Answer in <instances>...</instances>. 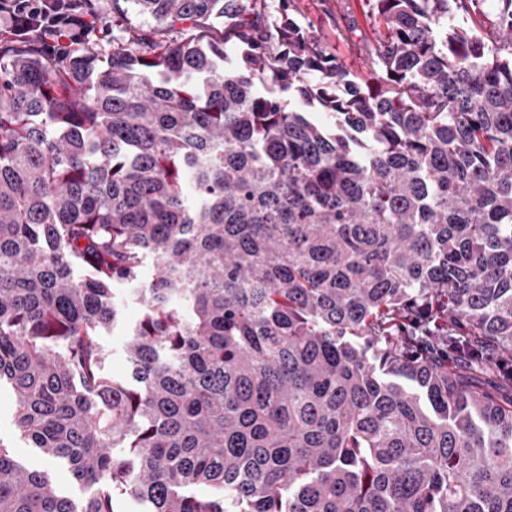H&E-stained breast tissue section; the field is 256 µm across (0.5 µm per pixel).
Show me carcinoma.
Masks as SVG:
<instances>
[{"label": "carcinoma", "instance_id": "cac0c4a2", "mask_svg": "<svg viewBox=\"0 0 512 512\" xmlns=\"http://www.w3.org/2000/svg\"><path fill=\"white\" fill-rule=\"evenodd\" d=\"M123 1L106 59L0 33V385L94 488L0 443V512H512V0H371L363 82L263 0ZM153 24L151 20L144 19L143 16L131 14L127 22L121 25L109 24L107 30L93 31L89 34L87 42L94 45L97 49H102L106 53L112 50V37L115 41H120L128 36L130 29L138 26L146 27V24ZM140 317V308L135 304L125 306L121 322L100 336V344L108 354L105 372L110 378L124 379L129 374V363L125 354L127 328Z\"/></svg>", "mask_w": 512, "mask_h": 512}]
</instances>
